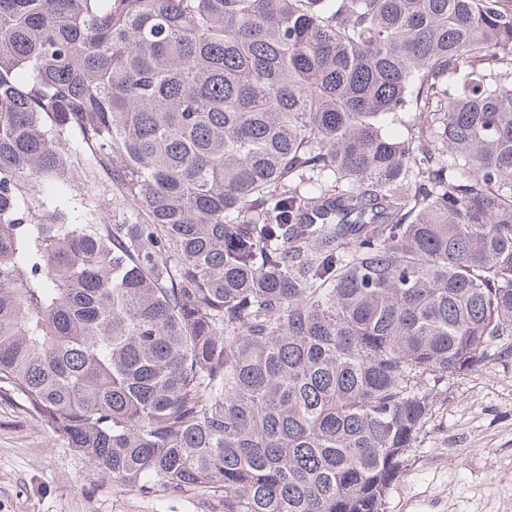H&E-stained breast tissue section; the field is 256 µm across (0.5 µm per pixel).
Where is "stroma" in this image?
Masks as SVG:
<instances>
[{"label":"stroma","mask_w":512,"mask_h":512,"mask_svg":"<svg viewBox=\"0 0 512 512\" xmlns=\"http://www.w3.org/2000/svg\"><path fill=\"white\" fill-rule=\"evenodd\" d=\"M93 224H125L112 183L83 172L38 184ZM383 512H512V355L449 379ZM0 512H224V493L146 496L112 481L20 401L0 396Z\"/></svg>","instance_id":"obj_1"}]
</instances>
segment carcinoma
I'll return each mask as SVG.
<instances>
[{
  "label": "carcinoma",
  "instance_id": "cac0c4a2",
  "mask_svg": "<svg viewBox=\"0 0 512 512\" xmlns=\"http://www.w3.org/2000/svg\"><path fill=\"white\" fill-rule=\"evenodd\" d=\"M509 349L505 0H0V394L113 481L381 512ZM86 158L84 172L50 184L40 183L33 190L47 201L63 198L77 203L78 213L89 223L127 224L132 221L129 208L110 201L112 183L109 176L96 170L89 156Z\"/></svg>",
  "mask_w": 512,
  "mask_h": 512
}]
</instances>
